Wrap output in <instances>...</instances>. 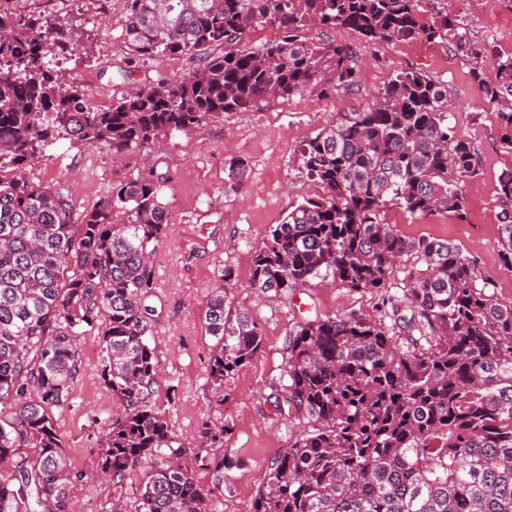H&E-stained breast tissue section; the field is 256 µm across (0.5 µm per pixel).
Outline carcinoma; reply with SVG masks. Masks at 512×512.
I'll return each mask as SVG.
<instances>
[{"mask_svg": "<svg viewBox=\"0 0 512 512\" xmlns=\"http://www.w3.org/2000/svg\"><path fill=\"white\" fill-rule=\"evenodd\" d=\"M132 54H177L195 63L175 80L139 86L107 110L46 62L74 36L40 14L0 8V512H76L82 475L57 433L55 409L81 375L80 341L100 346L99 378L120 412L103 423L98 476L114 512H210L224 484V456L179 442L156 399L152 258L168 226L153 169L114 188L82 214L62 187L30 181L46 146L69 139L129 154L187 135L226 112L271 99L321 97L361 80L347 44L315 42L312 27L350 29L366 42L446 44L497 106L512 146V55L477 52L460 22L425 0H128ZM273 36L258 45L249 34ZM322 192L288 211L253 257L250 287L288 295L317 277L379 291L390 321L351 313L294 323L275 408L308 427L275 459L251 512H512V302L480 280L474 259L429 237L409 239L381 215L467 219L462 182L477 174L476 149L449 122L448 88L399 72L381 100L345 112L303 151ZM235 191L247 163L224 166ZM496 191L512 200V171ZM499 257L512 272V211L500 215ZM231 274L206 296L213 339L208 376L217 402L224 380L250 363L263 338L232 306ZM139 494L124 502L128 481Z\"/></svg>", "mask_w": 512, "mask_h": 512, "instance_id": "1", "label": "carcinoma"}]
</instances>
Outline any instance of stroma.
I'll list each match as a JSON object with an SVG mask.
<instances>
[{"instance_id":"35a3bbf8","label":"stroma","mask_w":512,"mask_h":512,"mask_svg":"<svg viewBox=\"0 0 512 512\" xmlns=\"http://www.w3.org/2000/svg\"><path fill=\"white\" fill-rule=\"evenodd\" d=\"M14 12L41 13L58 26L81 33L72 56L61 61V81L78 79L85 98L106 109L135 87L182 76L192 67L181 55L137 58L124 37L128 0H13ZM440 10L457 16L475 49L512 54V0H441ZM310 37L351 45L361 67L359 89L328 98L305 94L277 99L247 113L227 112L190 135L169 140L162 151L113 156L67 139L53 141L28 175L33 182L63 186L75 213L91 208L111 190L148 168L169 171L163 201L169 212L167 236L154 258L156 303L162 318L154 328L163 376L159 401L168 402L174 432L201 441L204 422L224 421V488L211 501L213 512H250L271 463L300 435L302 424L274 406L284 377L283 345L293 323L351 313L383 316L389 290L355 291L312 279L277 299L250 288L253 257L271 227L318 187L306 175L303 148L341 113L371 107L377 93L405 68L421 71L448 87L452 123L472 143L478 173L462 184L468 219L415 216L393 206L383 215L408 238L448 241L477 263L481 278L497 296L512 301V272L499 259V216L504 209L494 177L512 169V147L502 139L495 110L465 59L441 45L384 42L366 46L346 29H313ZM245 160L247 176L237 191L226 189L224 165ZM230 270L234 306L246 309L263 336L260 351L224 384L226 398H212L207 364L212 340L204 330V297L222 270ZM100 348L94 337L81 344L82 375L61 409L56 429L76 471L72 493L82 512H102L112 497L108 486L90 481L91 453L102 422L115 408L98 377Z\"/></svg>"}]
</instances>
